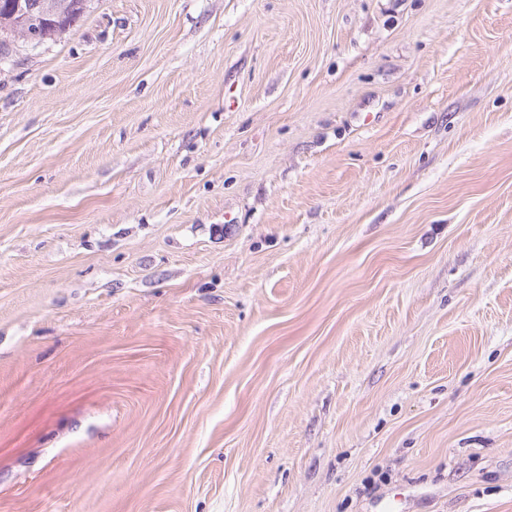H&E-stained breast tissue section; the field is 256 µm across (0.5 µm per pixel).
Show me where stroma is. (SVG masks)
<instances>
[{"instance_id": "obj_1", "label": "stroma", "mask_w": 512, "mask_h": 512, "mask_svg": "<svg viewBox=\"0 0 512 512\" xmlns=\"http://www.w3.org/2000/svg\"><path fill=\"white\" fill-rule=\"evenodd\" d=\"M9 48L0 512H512V0Z\"/></svg>"}]
</instances>
